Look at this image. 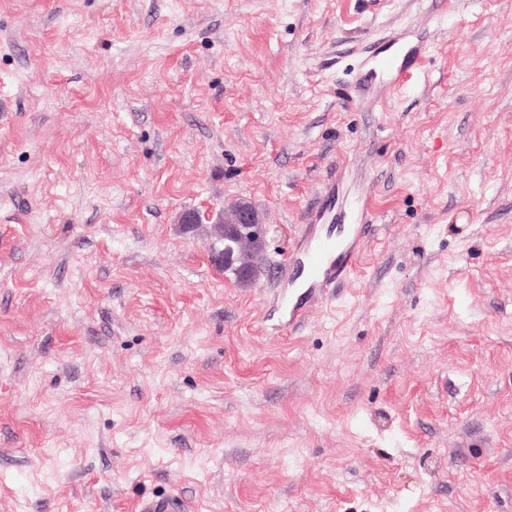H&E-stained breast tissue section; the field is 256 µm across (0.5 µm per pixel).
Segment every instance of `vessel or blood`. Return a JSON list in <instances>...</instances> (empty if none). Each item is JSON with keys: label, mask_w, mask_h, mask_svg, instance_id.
I'll return each instance as SVG.
<instances>
[{"label": "vessel or blood", "mask_w": 512, "mask_h": 512, "mask_svg": "<svg viewBox=\"0 0 512 512\" xmlns=\"http://www.w3.org/2000/svg\"><path fill=\"white\" fill-rule=\"evenodd\" d=\"M327 211V204L322 202L307 212L305 231L289 256L290 266L297 269L287 279L294 291L285 305L286 323L291 328L304 324L319 302L335 295L369 234L367 198H358L357 220L342 237L317 234L315 226Z\"/></svg>", "instance_id": "obj_1"}]
</instances>
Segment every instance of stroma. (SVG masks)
I'll return each mask as SVG.
<instances>
[{"label":"stroma","instance_id":"35a3bbf8","mask_svg":"<svg viewBox=\"0 0 512 512\" xmlns=\"http://www.w3.org/2000/svg\"><path fill=\"white\" fill-rule=\"evenodd\" d=\"M330 182L373 227L290 331ZM242 200L245 285L178 224ZM167 497L512 512V0H0V512Z\"/></svg>","mask_w":512,"mask_h":512}]
</instances>
